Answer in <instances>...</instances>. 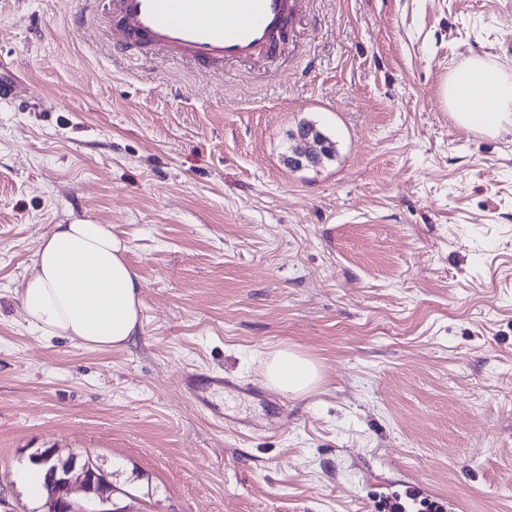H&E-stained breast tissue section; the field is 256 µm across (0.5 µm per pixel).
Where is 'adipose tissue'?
I'll return each mask as SVG.
<instances>
[{"label": "adipose tissue", "mask_w": 512, "mask_h": 512, "mask_svg": "<svg viewBox=\"0 0 512 512\" xmlns=\"http://www.w3.org/2000/svg\"><path fill=\"white\" fill-rule=\"evenodd\" d=\"M443 97L464 127L495 132L512 125V79L490 60L474 56L452 70ZM126 245L108 224L54 225L36 250L35 271L19 292L28 326L89 349L127 344L141 320L140 276ZM268 383L287 396L314 390L320 374L313 360L280 348L268 358Z\"/></svg>", "instance_id": "ef3b65f1"}]
</instances>
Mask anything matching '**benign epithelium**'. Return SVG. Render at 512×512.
I'll return each instance as SVG.
<instances>
[{
    "instance_id": "benign-epithelium-1",
    "label": "benign epithelium",
    "mask_w": 512,
    "mask_h": 512,
    "mask_svg": "<svg viewBox=\"0 0 512 512\" xmlns=\"http://www.w3.org/2000/svg\"><path fill=\"white\" fill-rule=\"evenodd\" d=\"M32 462L46 466L45 495L39 512H112L108 508L112 504V482L91 458L59 461L47 448L32 457ZM78 491L93 507L85 510L76 503L74 494Z\"/></svg>"
}]
</instances>
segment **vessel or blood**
Segmentation results:
<instances>
[{
    "label": "vessel or blood",
    "mask_w": 512,
    "mask_h": 512,
    "mask_svg": "<svg viewBox=\"0 0 512 512\" xmlns=\"http://www.w3.org/2000/svg\"><path fill=\"white\" fill-rule=\"evenodd\" d=\"M124 44L170 50L200 67L276 53L294 0H114Z\"/></svg>",
    "instance_id": "obj_1"
}]
</instances>
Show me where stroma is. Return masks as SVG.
Instances as JSON below:
<instances>
[{
  "label": "stroma",
  "mask_w": 512,
  "mask_h": 512,
  "mask_svg": "<svg viewBox=\"0 0 512 512\" xmlns=\"http://www.w3.org/2000/svg\"><path fill=\"white\" fill-rule=\"evenodd\" d=\"M0 0V497L47 448L91 456L120 512H378L421 485L512 512V126L441 101L470 56L512 75V0H309L284 54L209 74L116 49L109 0ZM86 15L76 30L74 17ZM309 121L336 146L294 170ZM108 224L141 325L93 350L18 299L40 239ZM322 380L280 431L230 429L187 379ZM267 382L287 396H303L314 390L320 374L313 360L288 347L275 350L265 367Z\"/></svg>",
  "instance_id": "1"
}]
</instances>
